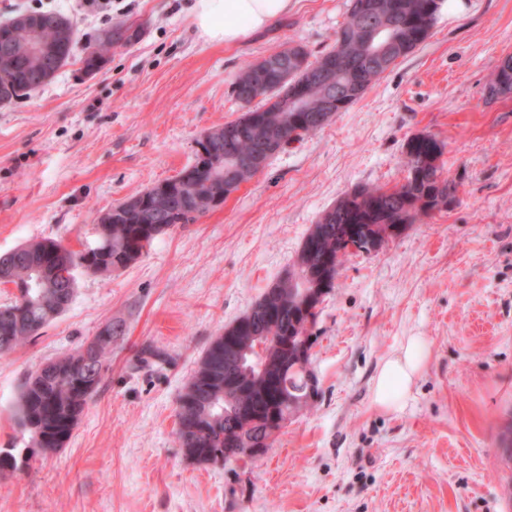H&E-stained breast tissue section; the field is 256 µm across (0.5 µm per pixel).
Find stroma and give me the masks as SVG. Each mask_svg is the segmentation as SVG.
I'll return each instance as SVG.
<instances>
[{
  "label": "stroma",
  "mask_w": 512,
  "mask_h": 512,
  "mask_svg": "<svg viewBox=\"0 0 512 512\" xmlns=\"http://www.w3.org/2000/svg\"><path fill=\"white\" fill-rule=\"evenodd\" d=\"M194 0H112L110 18L63 0H0L72 16L86 39L140 26L86 74L84 45L37 92L0 105V255L39 240L94 245L99 215L177 175L196 141L236 119L231 85L288 42L328 51L348 0H295L237 46L200 39ZM512 55V0H444L426 41L347 111L292 141L223 206L159 235L108 276L77 271L66 312L0 355V512H512L497 435L512 419V95L488 98ZM444 143L451 206L348 258L313 328L320 393L245 470L186 458L175 410L210 342L296 259L317 217L361 185L392 188L404 146ZM122 329L63 448L14 420L29 374L106 323ZM431 355L403 411L371 402L406 337Z\"/></svg>",
  "instance_id": "1"
}]
</instances>
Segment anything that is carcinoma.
Segmentation results:
<instances>
[{"instance_id": "carcinoma-1", "label": "carcinoma", "mask_w": 512, "mask_h": 512, "mask_svg": "<svg viewBox=\"0 0 512 512\" xmlns=\"http://www.w3.org/2000/svg\"><path fill=\"white\" fill-rule=\"evenodd\" d=\"M378 3L374 14L367 4ZM443 0H349L344 21L336 30L334 46L315 60L305 47L287 44L263 57L274 61L261 91L250 93L258 62L246 63L232 83L234 97L246 96V110L232 121L211 130L212 136L195 161L179 172L172 184L171 205H155L159 187L117 203L99 218L98 237L92 247L75 251L57 241L24 244L0 256L11 262L12 279L18 295L0 305V355L19 346L59 314H50L65 293L71 303L75 276L59 288L29 287L32 263L69 265L110 274L139 260L156 237L180 224L195 221L214 208L215 196L223 190L224 179L212 165L211 151L224 152V164L236 168L241 183L256 171L251 159L270 135L277 134L283 145L322 129L315 121L298 123L299 113L287 107L285 97L298 96L306 115L323 112L332 92H344L349 103L357 101L397 60L408 56L426 41ZM44 42L62 50L68 64L79 33L71 21L57 12L37 11ZM391 28L393 37L387 65L375 58L366 39V28ZM27 34L0 24V105L35 91L55 78L59 69L44 74L46 63L25 50ZM95 56H84L87 72L99 71L112 43L94 41ZM336 67V82L328 86L322 71ZM444 144L431 134H419L405 144L404 167L408 176L390 189L359 186L342 196L311 226L293 265L253 305L251 310L227 328L246 349L262 344L256 367L228 363L224 335L207 347L180 394L176 408V439L183 454L198 463L224 465L248 456L257 460L255 448H270L274 433L288 417L310 407L306 377L314 375L311 353L316 339L306 328L310 310L319 308L334 288L336 276L350 256L346 239L381 235L388 228L405 230L422 216L446 208L456 200L457 184L444 175L440 157ZM112 342L99 335L75 351L46 363L42 372L26 379L19 395L15 420L31 434L38 448L53 452L63 447L77 426L93 394L108 370Z\"/></svg>"}]
</instances>
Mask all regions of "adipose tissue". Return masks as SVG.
<instances>
[{"mask_svg":"<svg viewBox=\"0 0 512 512\" xmlns=\"http://www.w3.org/2000/svg\"><path fill=\"white\" fill-rule=\"evenodd\" d=\"M292 4L293 0H196L192 23L206 41L236 45L286 16ZM428 357L424 337H406L402 346L378 368L373 405L389 412L404 409Z\"/></svg>","mask_w":512,"mask_h":512,"instance_id":"1","label":"adipose tissue"}]
</instances>
